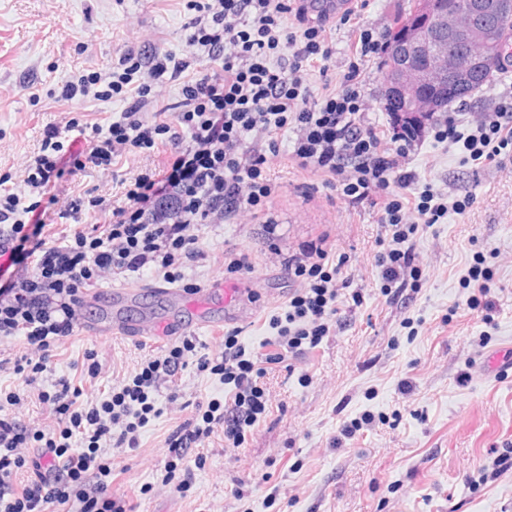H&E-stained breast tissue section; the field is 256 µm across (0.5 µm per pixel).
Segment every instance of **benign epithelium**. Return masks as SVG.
Instances as JSON below:
<instances>
[{
	"label": "benign epithelium",
	"instance_id": "obj_1",
	"mask_svg": "<svg viewBox=\"0 0 512 512\" xmlns=\"http://www.w3.org/2000/svg\"><path fill=\"white\" fill-rule=\"evenodd\" d=\"M499 25L512 27V0H412L385 43V96L404 112L439 111L500 67Z\"/></svg>",
	"mask_w": 512,
	"mask_h": 512
}]
</instances>
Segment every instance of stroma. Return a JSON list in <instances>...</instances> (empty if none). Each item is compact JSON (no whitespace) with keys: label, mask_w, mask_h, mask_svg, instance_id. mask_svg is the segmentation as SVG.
Wrapping results in <instances>:
<instances>
[{"label":"stroma","mask_w":512,"mask_h":512,"mask_svg":"<svg viewBox=\"0 0 512 512\" xmlns=\"http://www.w3.org/2000/svg\"><path fill=\"white\" fill-rule=\"evenodd\" d=\"M186 3L0 0V178L20 183L46 125L74 117L104 126L125 108L118 96L78 105L61 99L60 86L74 75L108 70L117 53L140 54L153 45L188 55L186 25L193 13ZM409 6L410 0H350L326 28L330 58L310 62L303 73L318 96L324 84L339 86L344 74L357 70L362 119L384 139L390 136L384 57L361 55L359 35L367 29L385 40ZM511 85L507 61L467 102H451L448 109L493 108ZM293 137L289 129L276 136L280 151L265 166L272 186L267 203L195 228L205 258L182 267L178 287L192 295L220 279L243 287L233 309H212L218 325L154 340L119 332L91 336L79 328L52 343L46 370L30 384L16 371L32 355L25 338H0V405L6 393H19L14 411L22 422L48 435L58 432L63 423L39 401V392L64 382L79 391V404L90 403L188 340L194 349L187 364L156 393L159 413L140 429L137 447L102 452L112 468L107 490L127 512H512V468L481 478L512 451V371H482L487 356L512 350V155L491 164L467 162L458 146L431 137L410 155L416 181L401 195L408 223L419 227L412 244L421 279L417 290L391 299L381 292L375 263L387 238L382 219L391 190L350 204L327 176L297 165ZM168 155L161 146L125 154L111 171L86 168L58 180L56 190L63 199L90 192L118 206L125 202L123 180L163 169ZM429 183L451 198L471 195L473 202L442 223L421 225L415 205ZM318 238L351 286L339 298L330 335L302 354H285L270 322L284 315L301 283L287 276L282 262ZM478 258L493 272L486 284L497 305L490 324L481 310L468 308L471 291L462 285ZM163 283L149 273H122L106 276L93 290H137L127 322L158 324L173 315L155 292ZM231 331L259 357L269 412L238 448L228 447L223 429H215L188 483H165L167 437L228 393L198 361L220 355ZM92 358L102 365L94 378L87 373ZM354 421L360 430L343 436V426ZM237 487L244 498L234 496Z\"/></svg>","instance_id":"stroma-1"}]
</instances>
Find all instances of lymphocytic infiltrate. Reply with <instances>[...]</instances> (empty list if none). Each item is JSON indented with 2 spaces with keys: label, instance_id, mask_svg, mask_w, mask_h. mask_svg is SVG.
Wrapping results in <instances>:
<instances>
[{
  "label": "lymphocytic infiltrate",
  "instance_id": "lymphocytic-infiltrate-1",
  "mask_svg": "<svg viewBox=\"0 0 512 512\" xmlns=\"http://www.w3.org/2000/svg\"><path fill=\"white\" fill-rule=\"evenodd\" d=\"M190 7L191 58L158 48L146 61L123 53L107 72L67 81L61 87L63 100L119 95L130 103L107 127H95L82 152L66 139L78 130V122L47 125L25 168L22 190L0 188V257L17 268L8 283H0V337L24 336L42 354L52 342L73 336L84 307L83 290L103 274L149 270L171 280L185 263L203 259L193 226L223 223L228 214L262 205L271 196L263 170L283 129L294 133L291 155L297 164L337 179L353 204L372 192L413 184L415 175L406 162L429 136L461 145L471 161L512 152V90L501 92L492 110L465 123L454 112L422 117L389 113L393 145L387 148L376 130L362 122L358 72H348L340 89L311 99L302 73L309 60L328 58L330 48L324 38L326 16L309 17L305 0H191ZM290 17L296 21L292 30L286 25ZM195 58L211 66L190 78L186 72ZM176 80L182 87L172 121L149 120L148 109L160 88ZM159 144L168 147L170 163L162 171L138 174L125 191L124 205L107 208L100 195L67 204L69 214L110 210L101 229L46 244L39 200L58 179L89 166L111 170L117 157ZM383 222L391 242L376 263L382 291L393 298L418 285L419 269L408 245L417 227L406 222L398 198L386 205ZM325 257L322 241H312L284 266L288 277L303 283L290 297L284 318L272 322L290 353L317 347L339 313L340 268L326 264ZM191 349L187 342L174 347L167 357L140 367L119 391L82 408L69 387L42 394V402L68 424L58 436L45 438L37 457L24 454L33 438L28 426L15 414L0 413V512H47L55 503L74 504L75 512H125L120 501L103 491L112 469L99 454L113 444H135L139 429L157 413L155 393L183 367ZM200 367L218 375L234 393L225 404L209 401L200 421L169 437L171 476L186 466L187 450L215 428H223L225 442L240 447L267 409L265 391L254 377L255 361L236 333L225 336L220 361L204 360ZM76 433L82 439L78 448L70 443ZM25 469L31 470L30 479L15 486L13 476Z\"/></svg>",
  "mask_w": 512,
  "mask_h": 512
}]
</instances>
